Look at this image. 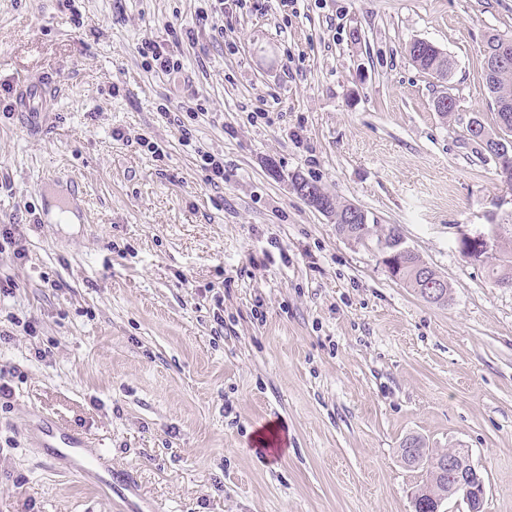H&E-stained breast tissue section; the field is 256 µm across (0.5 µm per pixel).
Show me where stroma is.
Here are the masks:
<instances>
[{
	"instance_id": "obj_1",
	"label": "stroma",
	"mask_w": 512,
	"mask_h": 512,
	"mask_svg": "<svg viewBox=\"0 0 512 512\" xmlns=\"http://www.w3.org/2000/svg\"><path fill=\"white\" fill-rule=\"evenodd\" d=\"M203 6L0 0V86L56 90L34 121L0 101V225L26 251H0V512H413L409 435L470 449L485 512H512V288L456 244L493 230L512 261V186L463 124L497 129L480 50L512 39V0H225L210 24ZM415 39L448 79L410 61ZM296 174L399 226L449 305L339 236ZM45 420L106 449L111 490L41 447ZM136 49L137 53L145 59L148 67L152 68V61L157 62L160 71L166 75L179 73L183 67L180 59H174V56L169 54L161 44L150 38L142 39ZM410 60L421 70L435 75L439 79H447L453 69V61L443 52L433 50L431 47L415 46L410 51Z\"/></svg>"
}]
</instances>
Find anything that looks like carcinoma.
Returning a JSON list of instances; mask_svg holds the SVG:
<instances>
[{
	"instance_id": "1",
	"label": "carcinoma",
	"mask_w": 512,
	"mask_h": 512,
	"mask_svg": "<svg viewBox=\"0 0 512 512\" xmlns=\"http://www.w3.org/2000/svg\"><path fill=\"white\" fill-rule=\"evenodd\" d=\"M410 60L421 70L439 79H447L453 69V61L449 56L426 46L412 48ZM485 82L488 93L495 105L501 107L506 100L512 103V67L495 74H485ZM496 124L500 131V134L496 135V139L502 141L503 152L496 153L494 161L500 170L505 167L512 169V112H496ZM307 185L313 187L314 191L320 193V196L328 202L325 213L336 217V232L342 233L346 203L338 200L315 183L309 181ZM361 226L374 236V241L383 240L387 247L394 251L401 248L403 236L397 226L385 227L380 224H372L365 212L361 214V219L356 224L358 228ZM424 272L431 276L434 275L432 270L425 267L420 255L416 254L404 260L403 264L396 270L395 278L419 294L421 293V279ZM489 273L496 286L512 288L511 264L507 266L491 264L489 265ZM409 448L418 449L419 462L411 465V469L421 473V481L417 485L413 496L414 512H433L434 502L448 494V477L439 473L438 464L455 453L456 449L428 448L422 438L410 436L402 442L401 448H399L400 457H405Z\"/></svg>"
}]
</instances>
